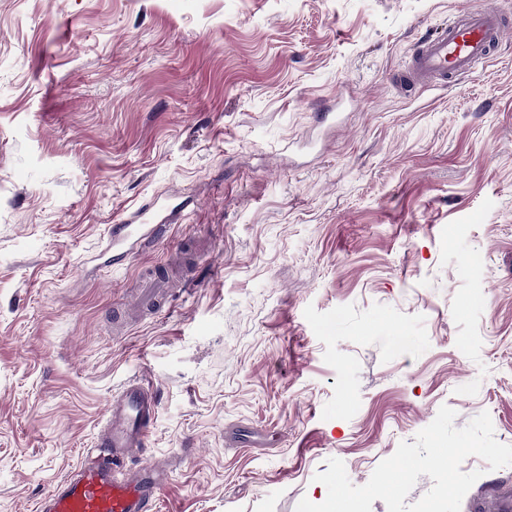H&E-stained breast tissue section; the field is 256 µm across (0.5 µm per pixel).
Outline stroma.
I'll return each mask as SVG.
<instances>
[{"label": "stroma", "mask_w": 512, "mask_h": 512, "mask_svg": "<svg viewBox=\"0 0 512 512\" xmlns=\"http://www.w3.org/2000/svg\"><path fill=\"white\" fill-rule=\"evenodd\" d=\"M512 0H0V512L153 383L152 512H295L441 406L512 445V26L450 86L419 38ZM181 223L94 274L112 225ZM186 287L112 332L145 273ZM480 476L460 512L512 465Z\"/></svg>", "instance_id": "35a3bbf8"}]
</instances>
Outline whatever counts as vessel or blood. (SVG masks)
<instances>
[{
  "label": "vessel or blood",
  "mask_w": 512,
  "mask_h": 512,
  "mask_svg": "<svg viewBox=\"0 0 512 512\" xmlns=\"http://www.w3.org/2000/svg\"><path fill=\"white\" fill-rule=\"evenodd\" d=\"M505 26L503 14L492 7L450 20L411 55L401 73L400 88L443 85L471 73L496 50ZM137 215L138 223L113 225V255L128 256L153 246L168 225L167 219L146 205L138 208ZM164 286L162 279L143 275L141 312L151 314L159 308ZM156 408L150 383L135 380L124 386L112 398L93 452L40 500L38 512H148L167 483V473L150 465L130 474L126 463L147 445Z\"/></svg>",
  "instance_id": "b4317fda"
}]
</instances>
